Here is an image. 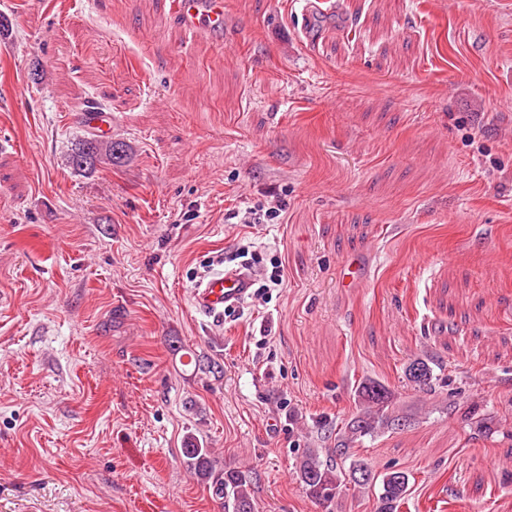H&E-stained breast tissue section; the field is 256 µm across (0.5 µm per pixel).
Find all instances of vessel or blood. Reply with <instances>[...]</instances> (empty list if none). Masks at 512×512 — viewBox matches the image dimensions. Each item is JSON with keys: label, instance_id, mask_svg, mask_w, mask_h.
Listing matches in <instances>:
<instances>
[{"label": "vessel or blood", "instance_id": "vessel-or-blood-1", "mask_svg": "<svg viewBox=\"0 0 512 512\" xmlns=\"http://www.w3.org/2000/svg\"><path fill=\"white\" fill-rule=\"evenodd\" d=\"M173 16L181 28L195 34L217 40L224 35V0H174ZM251 289L247 272L214 271L197 282L192 301L198 313L216 314L244 303Z\"/></svg>", "mask_w": 512, "mask_h": 512}]
</instances>
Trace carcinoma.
<instances>
[{
  "label": "carcinoma",
  "instance_id": "carcinoma-1",
  "mask_svg": "<svg viewBox=\"0 0 512 512\" xmlns=\"http://www.w3.org/2000/svg\"><path fill=\"white\" fill-rule=\"evenodd\" d=\"M125 157L123 143L87 137L69 156V165L75 171H92L103 163L118 165ZM192 360L201 372L222 374L223 366L215 358L196 355ZM405 377L415 390L430 388L434 379L432 360L427 356L414 359L406 368ZM355 393L360 410L345 424L336 447L308 449L299 463L298 477L307 496L318 506L332 502L349 484L372 487L378 483L376 512H399L409 495V474L392 471L380 478L365 460L355 457L351 449L353 443L381 429H396L401 421L411 425V418L395 411L393 394L377 381L359 383ZM181 454L187 469L198 481L208 485L215 497L227 502L232 512H255L247 471L219 466L214 451L202 447L192 435L185 438Z\"/></svg>",
  "mask_w": 512,
  "mask_h": 512
}]
</instances>
